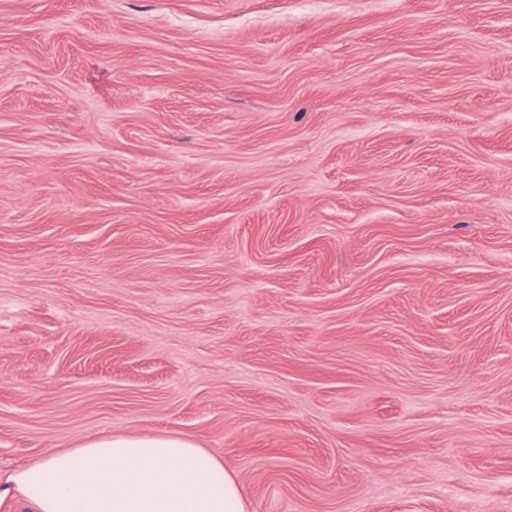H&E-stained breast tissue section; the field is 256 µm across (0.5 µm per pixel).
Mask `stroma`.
I'll use <instances>...</instances> for the list:
<instances>
[{"instance_id":"1","label":"stroma","mask_w":512,"mask_h":512,"mask_svg":"<svg viewBox=\"0 0 512 512\" xmlns=\"http://www.w3.org/2000/svg\"><path fill=\"white\" fill-rule=\"evenodd\" d=\"M112 433L512 512V0H0V512Z\"/></svg>"}]
</instances>
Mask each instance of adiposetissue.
Here are the masks:
<instances>
[{
  "label": "adipose tissue",
  "mask_w": 512,
  "mask_h": 512,
  "mask_svg": "<svg viewBox=\"0 0 512 512\" xmlns=\"http://www.w3.org/2000/svg\"><path fill=\"white\" fill-rule=\"evenodd\" d=\"M9 481L38 512H246L223 463L171 434L101 435Z\"/></svg>",
  "instance_id": "adipose-tissue-1"
}]
</instances>
